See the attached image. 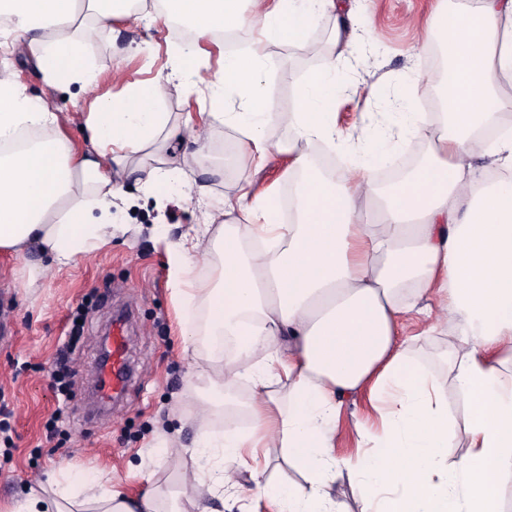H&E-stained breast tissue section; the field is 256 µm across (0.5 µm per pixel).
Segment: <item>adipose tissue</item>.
Masks as SVG:
<instances>
[{
  "label": "adipose tissue",
  "mask_w": 512,
  "mask_h": 512,
  "mask_svg": "<svg viewBox=\"0 0 512 512\" xmlns=\"http://www.w3.org/2000/svg\"><path fill=\"white\" fill-rule=\"evenodd\" d=\"M250 9H243V2ZM134 0H0V35H29L35 67L48 85L88 84L89 45L103 21L132 13ZM164 14L187 22L196 37L244 29L258 40L224 58V74L208 91L211 124L243 137V155L259 162L287 156L297 177L294 205L282 215L277 191L242 189L225 203V221L168 244L172 299L184 346L193 344L189 315L210 308V331L234 344L202 366L211 389L238 377L251 384L250 427L215 431L212 406L193 414V450L201 466L182 475L192 486L174 512H214L206 497L225 488L264 500L268 512H343L330 491L336 470L360 473L361 512H503L500 481L512 476V180L477 178L473 158L512 161V0H457L437 10L427 28L450 66L441 148L405 182L376 183L387 157L373 127L357 136L363 155L352 175L328 178L309 148L342 138L330 112L341 65L352 53L351 17L339 0H163ZM336 15L334 50L296 92L286 116L292 134L269 142L268 111L259 87L270 64L266 42L303 40L325 13ZM195 54L176 46L169 74L138 83L97 103L85 125L91 152H72L53 135L58 114L45 99L25 95L9 60H0V250L39 254L29 281L52 268L93 260L112 241V209L124 195L119 175H136L159 195L179 177L167 158L134 162L159 144L169 124L158 105L172 78L191 81ZM221 252L217 282L199 278L200 239ZM430 296L435 325L455 319L453 381L467 403L466 450L449 463L455 432L448 403L421 367L397 344L399 320ZM288 384L280 404L270 388ZM377 402L374 445L353 458L336 454V419L345 398ZM281 449L301 480L273 483L268 471ZM13 512H154L99 480L49 481Z\"/></svg>",
  "instance_id": "obj_1"
}]
</instances>
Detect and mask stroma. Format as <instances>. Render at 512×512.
<instances>
[{"instance_id":"obj_1","label":"stroma","mask_w":512,"mask_h":512,"mask_svg":"<svg viewBox=\"0 0 512 512\" xmlns=\"http://www.w3.org/2000/svg\"><path fill=\"white\" fill-rule=\"evenodd\" d=\"M441 0H362L353 53L336 85V124L347 133L373 126L378 138L398 137L395 102L415 76L434 79L446 87V73H432L426 55L432 46L425 30ZM138 21L119 17L107 22L103 40L91 44L88 57L96 76L93 87L75 83L49 86L31 61L24 37L13 34L0 41V54L11 56L25 92L45 98L59 115V130L76 152L91 148L83 122L96 98L119 95L130 83H142L169 73V46L187 43L201 60L194 76L197 93L172 81L161 104L171 120H191L205 128L208 102L203 89L214 80L232 48L212 37L184 41L174 25L157 20L155 0H141ZM335 16L319 19L306 33L304 46L286 42L266 44L271 64L263 78L264 99L272 112L291 106L306 75L318 70L331 47ZM238 133H215L214 146L197 161L194 146L179 136L169 143V155L181 163L189 186L174 182L163 200L145 197L136 180L124 181L128 203L113 214L118 224L140 225L139 234L117 235L102 247L93 263L82 262L50 271L36 286L28 284L24 260L0 253V301L10 307L0 322V427L8 442H0V505L22 498L28 487L46 483L49 475L64 474L80 482L103 476L126 492L152 489L160 512L174 508V494L183 471L192 469L196 436L194 402L219 403L223 392L205 393L199 367L208 351L203 332L207 308H199L195 353L182 352L167 242L195 224L203 213L220 216L224 198L237 185L251 181L254 190L275 186L285 191L294 181L288 160L275 158L263 166L242 159ZM135 311L131 360L134 376L123 402L90 418L89 390L99 355V339L116 302ZM82 309L78 335H71V314ZM423 319H405L400 335L409 355L434 375L448 400L455 422H462L464 401L451 374L448 334L428 333ZM70 345L71 377L65 395L52 386L51 372L62 343ZM375 414L366 396L348 400L341 413L337 447L355 455L362 440L357 424L374 426ZM153 474L151 484L141 472Z\"/></svg>"}]
</instances>
